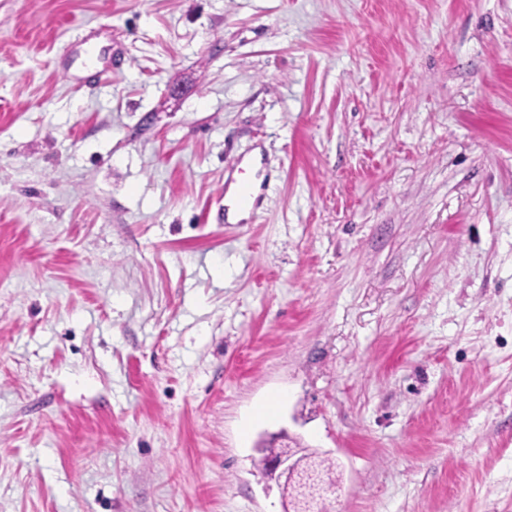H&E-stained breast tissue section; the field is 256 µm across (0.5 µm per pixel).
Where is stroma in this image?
Wrapping results in <instances>:
<instances>
[{
    "label": "stroma",
    "mask_w": 512,
    "mask_h": 512,
    "mask_svg": "<svg viewBox=\"0 0 512 512\" xmlns=\"http://www.w3.org/2000/svg\"><path fill=\"white\" fill-rule=\"evenodd\" d=\"M282 432L512 512V0H0V512H284ZM260 157L259 155H256L254 157H251L246 166V170L249 172L250 176L252 177L253 181V192L254 196L247 185V182H243L240 187V191L237 196V205L241 208H250L252 209L255 206L256 203V196L258 195L260 191V183L261 178H256V173L260 169ZM255 197V198H254Z\"/></svg>",
    "instance_id": "stroma-1"
}]
</instances>
